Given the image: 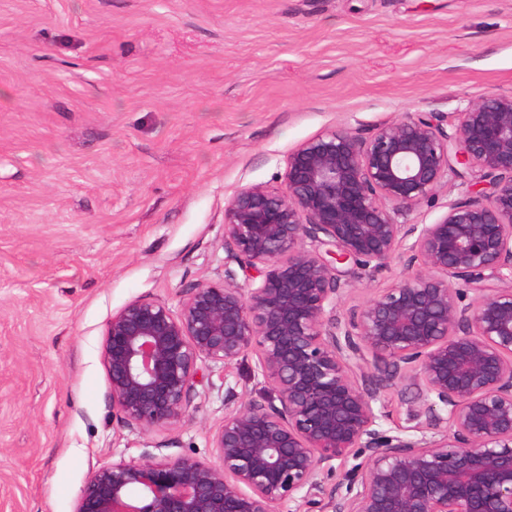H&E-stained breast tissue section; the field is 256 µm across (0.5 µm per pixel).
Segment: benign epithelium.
<instances>
[{
    "instance_id": "obj_1",
    "label": "benign epithelium",
    "mask_w": 512,
    "mask_h": 512,
    "mask_svg": "<svg viewBox=\"0 0 512 512\" xmlns=\"http://www.w3.org/2000/svg\"><path fill=\"white\" fill-rule=\"evenodd\" d=\"M474 169L477 197L407 223ZM401 250L421 268L339 317L336 264L375 269ZM224 252V281L187 285L179 311L134 300L107 321L112 409L123 426L175 429L198 363L228 368L253 347L268 396L224 411L219 465L120 458L73 512H323L322 475L353 451L366 461L342 474L333 512H512V95L470 103L449 131L431 112L303 141L282 188L228 203ZM396 380L412 435L379 429Z\"/></svg>"
}]
</instances>
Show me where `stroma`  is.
Returning a JSON list of instances; mask_svg holds the SVG:
<instances>
[{"label": "stroma", "mask_w": 512, "mask_h": 512, "mask_svg": "<svg viewBox=\"0 0 512 512\" xmlns=\"http://www.w3.org/2000/svg\"><path fill=\"white\" fill-rule=\"evenodd\" d=\"M512 95V0H0V512H73L91 471L149 452L216 463L224 390L201 364L181 425L117 422L105 325L224 278V210L279 187L301 142ZM452 179L408 223L435 222ZM410 255L339 267L341 312Z\"/></svg>", "instance_id": "obj_1"}]
</instances>
